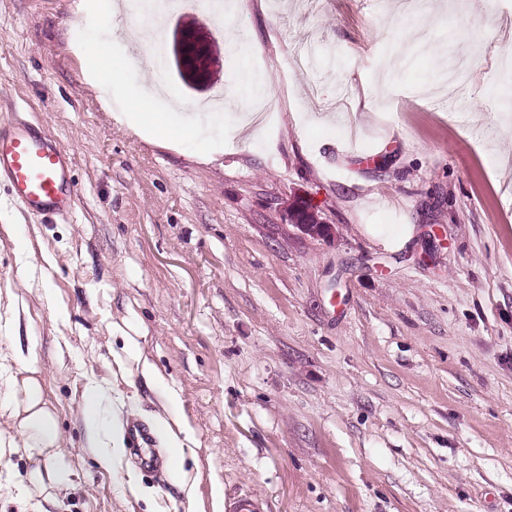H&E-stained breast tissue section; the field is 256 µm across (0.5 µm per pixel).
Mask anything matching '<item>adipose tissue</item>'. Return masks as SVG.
<instances>
[{"mask_svg":"<svg viewBox=\"0 0 512 512\" xmlns=\"http://www.w3.org/2000/svg\"><path fill=\"white\" fill-rule=\"evenodd\" d=\"M162 20L149 21L147 25H131L119 31H113L109 41L84 40L79 51L93 65L103 67L106 80L119 82L130 66L122 48L127 40L147 42L152 33L162 28ZM220 112H199L194 119H186L176 110L157 111L152 98L145 94L131 97L127 101L124 121L129 129L154 140L174 143L191 141L197 148L200 159L211 160L205 129L207 124L223 122ZM9 390L11 416L16 424V432L7 439V448H0V459L6 454L24 453L28 459L45 461V469H34L26 476H16L0 483V494L15 498L23 503L34 501L37 491L54 486H63L68 482V474L58 456V432L56 416L51 406L45 402L39 379L29 375L18 377L10 374L6 379ZM103 396L97 390H89L81 405L93 447L99 448V464L110 468L115 454L120 453L123 439L120 435L106 437L101 419Z\"/></svg>","mask_w":512,"mask_h":512,"instance_id":"1","label":"adipose tissue"}]
</instances>
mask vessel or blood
I'll return each instance as SVG.
<instances>
[{
	"mask_svg": "<svg viewBox=\"0 0 512 512\" xmlns=\"http://www.w3.org/2000/svg\"><path fill=\"white\" fill-rule=\"evenodd\" d=\"M71 164L69 153L28 121L15 118L0 123V177L9 180L15 202L25 212L50 215L71 209L73 198L65 191ZM127 427L131 445L141 451L142 465L164 471L165 459L153 451V433L134 419Z\"/></svg>",
	"mask_w": 512,
	"mask_h": 512,
	"instance_id": "obj_1",
	"label": "vessel or blood"
}]
</instances>
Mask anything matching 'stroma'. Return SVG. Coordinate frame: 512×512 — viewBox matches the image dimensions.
Instances as JSON below:
<instances>
[{
    "mask_svg": "<svg viewBox=\"0 0 512 512\" xmlns=\"http://www.w3.org/2000/svg\"><path fill=\"white\" fill-rule=\"evenodd\" d=\"M80 2L0 0V118L73 158L64 217L0 179V352L36 369L71 470L44 512H512V0H426L415 37L376 0H232L221 27L180 7L127 50L209 32L211 84L171 66L157 102H223L209 163L122 121L145 69L88 82L71 40L108 31ZM267 78L274 120L243 138ZM297 198L333 238L286 220ZM383 224L417 233L396 252ZM93 386L104 419L177 415L182 467L101 469Z\"/></svg>",
    "mask_w": 512,
    "mask_h": 512,
    "instance_id": "stroma-1",
    "label": "stroma"
}]
</instances>
